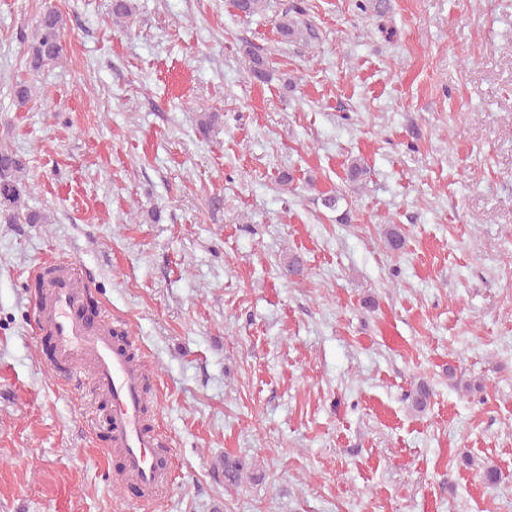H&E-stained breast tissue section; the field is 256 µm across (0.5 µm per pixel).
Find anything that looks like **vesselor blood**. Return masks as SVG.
Instances as JSON below:
<instances>
[{"mask_svg": "<svg viewBox=\"0 0 512 512\" xmlns=\"http://www.w3.org/2000/svg\"><path fill=\"white\" fill-rule=\"evenodd\" d=\"M33 276L42 282L35 331L52 342L50 371L106 399L111 450L119 456L125 478L144 495L154 496L165 487L171 462L162 437L146 424V375L131 340H116L108 314L85 313L92 291L72 262L43 263Z\"/></svg>", "mask_w": 512, "mask_h": 512, "instance_id": "1", "label": "vessel or blood"}]
</instances>
